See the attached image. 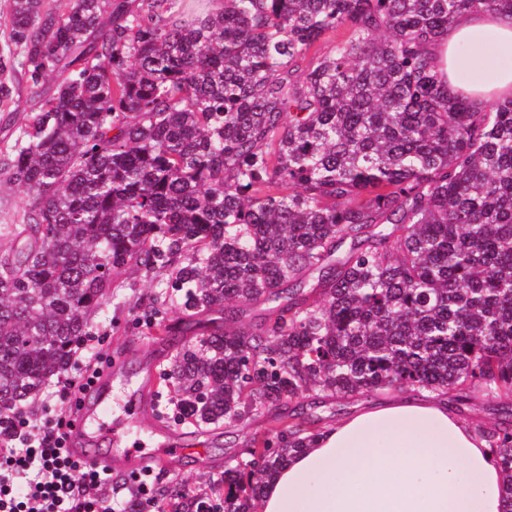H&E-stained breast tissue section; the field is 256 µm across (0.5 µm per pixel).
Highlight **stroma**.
<instances>
[{"instance_id":"stroma-1","label":"stroma","mask_w":512,"mask_h":512,"mask_svg":"<svg viewBox=\"0 0 512 512\" xmlns=\"http://www.w3.org/2000/svg\"><path fill=\"white\" fill-rule=\"evenodd\" d=\"M8 25V2L0 0V57L10 63L9 69L0 74V80L7 82L12 90L11 99L0 103V114L5 111L13 115L9 124L0 117V145L12 141V131L23 124L31 98L19 51L6 35ZM160 281L157 275L128 272L124 288L95 313L89 337L76 350L65 375L75 377L89 363L99 361L115 374V387L127 384L136 392L138 411L127 422L130 437L138 442L135 452L127 454L114 447L108 434L93 436L96 448L102 453L124 459L125 483H132L133 466L144 461L151 472V481L172 487H202L210 476L223 471L225 457L234 453L248 435L265 428L267 422L260 417L227 431L212 428L197 433L192 427L176 425L165 415L164 402L155 399L149 380L166 364L167 350L161 340L146 335L139 309L142 300L157 294ZM97 336L102 337V345H94Z\"/></svg>"}]
</instances>
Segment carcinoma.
Here are the masks:
<instances>
[{
  "mask_svg": "<svg viewBox=\"0 0 512 512\" xmlns=\"http://www.w3.org/2000/svg\"><path fill=\"white\" fill-rule=\"evenodd\" d=\"M172 2L9 0L37 101L0 149L24 196L0 224V420L67 369L131 268L170 271L182 319L162 291L142 324L173 349L179 424L395 388L512 404V99L449 95L430 51L512 0ZM318 433L278 414L206 487L145 508L254 512ZM479 433L512 512V411Z\"/></svg>",
  "mask_w": 512,
  "mask_h": 512,
  "instance_id": "obj_1",
  "label": "carcinoma"
}]
</instances>
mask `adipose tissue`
<instances>
[{"label":"adipose tissue","mask_w":512,"mask_h":512,"mask_svg":"<svg viewBox=\"0 0 512 512\" xmlns=\"http://www.w3.org/2000/svg\"><path fill=\"white\" fill-rule=\"evenodd\" d=\"M488 42L512 50V14L462 16L436 42L450 93L479 101L512 97V69L491 86L473 81L478 59L460 48ZM503 475L475 424L447 397L388 398L326 426L310 448L266 484L258 512H502Z\"/></svg>","instance_id":"1"}]
</instances>
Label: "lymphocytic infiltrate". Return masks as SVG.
I'll return each instance as SVG.
<instances>
[{
    "label": "lymphocytic infiltrate",
    "instance_id": "f902f5d3",
    "mask_svg": "<svg viewBox=\"0 0 512 512\" xmlns=\"http://www.w3.org/2000/svg\"><path fill=\"white\" fill-rule=\"evenodd\" d=\"M68 426L50 420L32 433L23 420L0 423V512H141L148 480L137 479V499L112 503L110 474L72 457Z\"/></svg>",
    "mask_w": 512,
    "mask_h": 512
}]
</instances>
